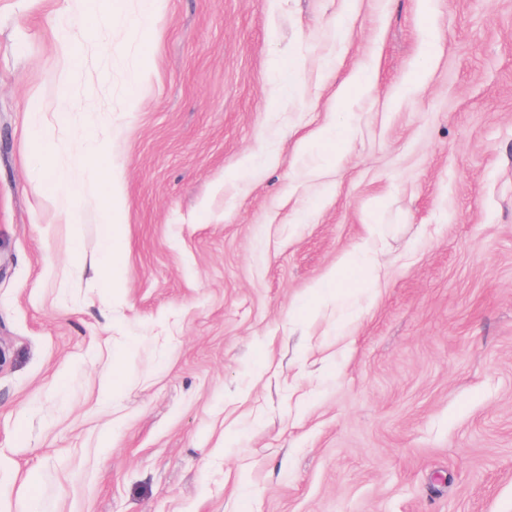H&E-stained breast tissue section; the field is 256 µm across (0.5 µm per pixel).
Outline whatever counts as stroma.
<instances>
[{
  "label": "stroma",
  "mask_w": 512,
  "mask_h": 512,
  "mask_svg": "<svg viewBox=\"0 0 512 512\" xmlns=\"http://www.w3.org/2000/svg\"><path fill=\"white\" fill-rule=\"evenodd\" d=\"M0 353V512H512V0H0ZM337 139L340 142L348 144L350 140L349 131L336 123L329 122L324 125L314 136L313 138L307 139L303 146L311 147L314 144H321L323 142L331 141ZM106 154L107 148L103 143L98 142L92 147L78 145L76 147L75 161L81 170H89L93 174H97L107 168V166H103L101 163ZM102 238L106 254V269L112 268V279L109 284L113 287L119 261L122 255L123 224L119 220L118 201L112 196L103 208ZM381 242L378 224H365L364 233L354 248L343 255L324 281L313 287L312 295L316 299L336 298V303L341 302L345 296L341 293L339 284L347 276H352L362 288L360 290L370 296L377 280L383 274V267L377 259L382 249Z\"/></svg>",
  "instance_id": "stroma-1"
}]
</instances>
